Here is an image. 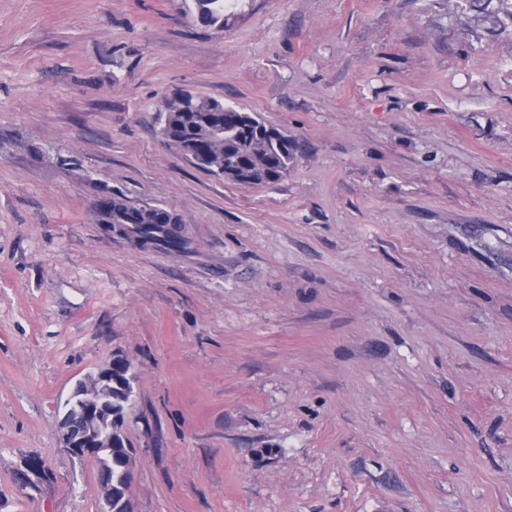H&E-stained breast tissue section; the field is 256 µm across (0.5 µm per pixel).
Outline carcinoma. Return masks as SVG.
I'll return each instance as SVG.
<instances>
[{"mask_svg": "<svg viewBox=\"0 0 512 512\" xmlns=\"http://www.w3.org/2000/svg\"><path fill=\"white\" fill-rule=\"evenodd\" d=\"M189 10H198L203 25L224 29V0H192ZM160 133L168 143H182L194 150L202 149L210 156L208 174L243 186L269 185L280 181L293 166L298 146L281 135L274 141L267 136V126L248 127L241 111L224 108L218 99L191 94L185 102L165 99L161 113ZM101 224H131L133 233L144 239L143 245L173 252L186 249L187 240L170 229L181 223L178 216L150 206L136 207L123 196L114 194L96 208ZM112 413L123 416L125 405L133 395L134 376L128 364L115 360L112 368ZM126 448L124 438L117 434L112 448V509L124 510V475Z\"/></svg>", "mask_w": 512, "mask_h": 512, "instance_id": "1", "label": "carcinoma"}]
</instances>
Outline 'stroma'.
I'll return each instance as SVG.
<instances>
[{"mask_svg":"<svg viewBox=\"0 0 512 512\" xmlns=\"http://www.w3.org/2000/svg\"><path fill=\"white\" fill-rule=\"evenodd\" d=\"M185 10L0 0V512H100L57 429L117 355L136 512H512V0ZM177 89L294 138L288 176L197 169ZM187 7L190 11L195 8L203 17V25L207 28L224 30L227 18L224 15V0H192ZM100 224H134L133 233L145 241L140 246H154L173 252L186 249L187 240L170 229L173 224H181L178 216L163 209L150 206L136 207L127 199L113 194L96 208Z\"/></svg>","mask_w":512,"mask_h":512,"instance_id":"1","label":"stroma"}]
</instances>
